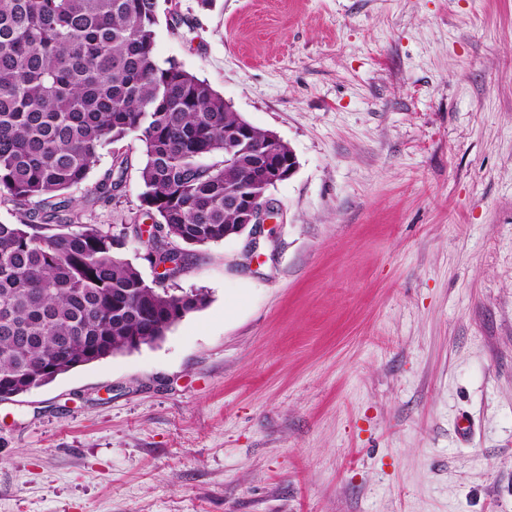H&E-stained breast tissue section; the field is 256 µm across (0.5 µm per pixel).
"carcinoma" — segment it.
Instances as JSON below:
<instances>
[{"instance_id": "obj_1", "label": "carcinoma", "mask_w": 512, "mask_h": 512, "mask_svg": "<svg viewBox=\"0 0 512 512\" xmlns=\"http://www.w3.org/2000/svg\"><path fill=\"white\" fill-rule=\"evenodd\" d=\"M158 0H0V396L152 344L206 305L197 289L156 288L116 259L126 235L82 223L71 197L99 150L141 145V205L175 243L224 241L237 222L226 196L254 171L229 151L240 116L209 83L155 59ZM127 157L91 194L120 191Z\"/></svg>"}]
</instances>
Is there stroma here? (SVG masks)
<instances>
[{
    "label": "stroma",
    "instance_id": "obj_1",
    "mask_svg": "<svg viewBox=\"0 0 512 512\" xmlns=\"http://www.w3.org/2000/svg\"><path fill=\"white\" fill-rule=\"evenodd\" d=\"M178 3L157 61L297 170L163 341L0 402V512H512V0ZM141 165L83 221L147 223Z\"/></svg>",
    "mask_w": 512,
    "mask_h": 512
}]
</instances>
